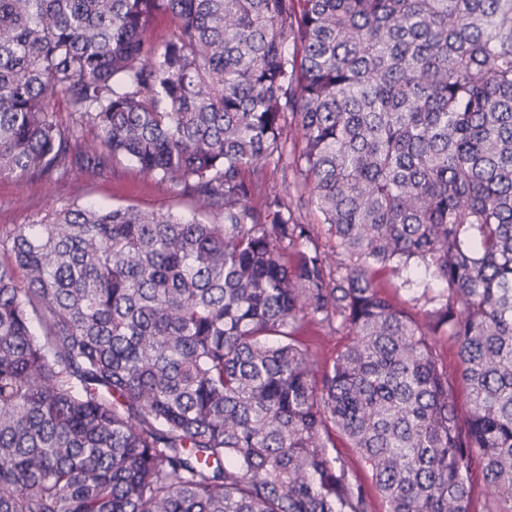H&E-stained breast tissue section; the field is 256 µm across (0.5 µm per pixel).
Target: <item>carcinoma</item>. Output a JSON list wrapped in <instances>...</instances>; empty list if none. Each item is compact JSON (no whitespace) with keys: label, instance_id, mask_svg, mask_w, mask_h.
<instances>
[{"label":"carcinoma","instance_id":"cac0c4a2","mask_svg":"<svg viewBox=\"0 0 512 512\" xmlns=\"http://www.w3.org/2000/svg\"><path fill=\"white\" fill-rule=\"evenodd\" d=\"M124 160L206 220L0 229V512H512V0H0V178ZM422 291V287L415 290L386 288V292L394 302L416 316H422L430 308V305L425 303L426 298L421 296ZM303 339L308 340L317 351L322 365L330 366L337 354L349 341L348 335L344 333H327L315 324H306L302 334ZM334 437V442L336 445V450L347 459L354 467H356L362 479L367 483H371L370 472L368 470V466L365 463L364 459L358 455L355 448H351L349 443L345 438H343L339 433L336 432V436Z\"/></svg>","mask_w":512,"mask_h":512}]
</instances>
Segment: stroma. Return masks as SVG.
<instances>
[{
	"mask_svg": "<svg viewBox=\"0 0 512 512\" xmlns=\"http://www.w3.org/2000/svg\"><path fill=\"white\" fill-rule=\"evenodd\" d=\"M101 207L133 206L143 211H164L192 219L189 197L140 176L133 163L106 167L90 177L72 169L63 181L28 176L0 178V228L39 222L53 209L67 205Z\"/></svg>",
	"mask_w": 512,
	"mask_h": 512,
	"instance_id": "1",
	"label": "stroma"
}]
</instances>
